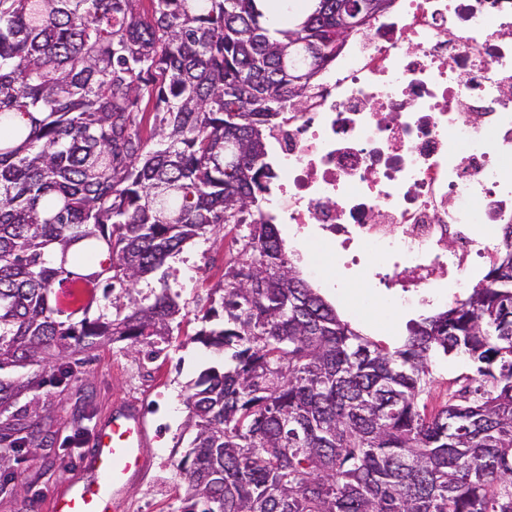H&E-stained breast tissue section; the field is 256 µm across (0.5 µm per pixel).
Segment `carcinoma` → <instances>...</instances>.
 <instances>
[{
    "label": "carcinoma",
    "instance_id": "1",
    "mask_svg": "<svg viewBox=\"0 0 512 512\" xmlns=\"http://www.w3.org/2000/svg\"><path fill=\"white\" fill-rule=\"evenodd\" d=\"M313 2L0 0V372L34 369L0 377V408L110 341H166L178 294L141 282L243 227L192 337L224 370L187 390L179 512H512V224L471 293L391 348L261 217L267 133L365 4ZM450 355L467 372L437 398ZM37 447L15 438L0 470Z\"/></svg>",
    "mask_w": 512,
    "mask_h": 512
}]
</instances>
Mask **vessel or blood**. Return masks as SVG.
<instances>
[{
  "instance_id": "1",
  "label": "vessel or blood",
  "mask_w": 512,
  "mask_h": 512,
  "mask_svg": "<svg viewBox=\"0 0 512 512\" xmlns=\"http://www.w3.org/2000/svg\"><path fill=\"white\" fill-rule=\"evenodd\" d=\"M150 435L139 408L115 412L101 427L82 461L91 482L71 486L52 499L54 512H119V492L130 476L142 472V450Z\"/></svg>"
}]
</instances>
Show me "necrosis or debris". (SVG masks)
Returning <instances> with one entry per match:
<instances>
[{"instance_id":"1","label":"necrosis or debris","mask_w":512,"mask_h":512,"mask_svg":"<svg viewBox=\"0 0 512 512\" xmlns=\"http://www.w3.org/2000/svg\"><path fill=\"white\" fill-rule=\"evenodd\" d=\"M271 139L289 233L335 244L392 306L455 299L512 222V0H401Z\"/></svg>"}]
</instances>
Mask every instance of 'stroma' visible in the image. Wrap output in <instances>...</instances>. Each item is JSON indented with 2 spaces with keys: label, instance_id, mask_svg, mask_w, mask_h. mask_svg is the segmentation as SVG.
<instances>
[{
  "label": "stroma",
  "instance_id": "35a3bbf8",
  "mask_svg": "<svg viewBox=\"0 0 512 512\" xmlns=\"http://www.w3.org/2000/svg\"><path fill=\"white\" fill-rule=\"evenodd\" d=\"M236 236V231L225 230L195 239L170 261L168 283L186 311L208 304L225 266L238 257ZM410 318V313L379 300L354 321L393 346ZM199 327L196 321L182 323L151 357L132 354L123 341L90 351L89 363L64 383L28 391L1 413L0 423H11L22 417L21 408L29 401L40 407L39 417H23L24 434L35 436L40 446L36 455L19 456L10 474L0 477V512H50L54 494L72 480L88 478L80 462L89 443L104 418L124 403L143 410L150 442L144 450L146 470L119 493L123 512H177L184 487L176 468L185 453L176 444L188 416L184 394L202 370L220 360L192 341ZM20 483L29 487V494L17 492Z\"/></svg>",
  "mask_w": 512,
  "mask_h": 512
}]
</instances>
